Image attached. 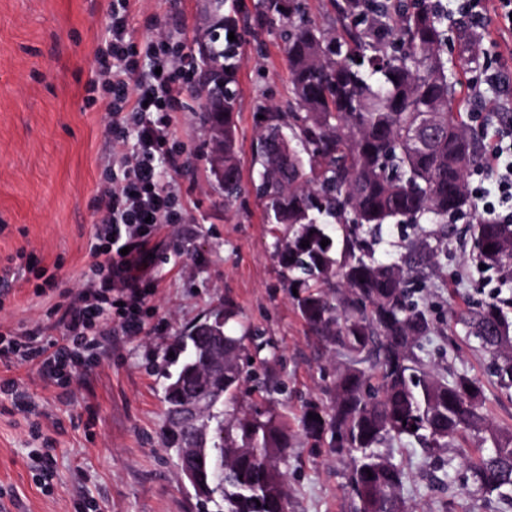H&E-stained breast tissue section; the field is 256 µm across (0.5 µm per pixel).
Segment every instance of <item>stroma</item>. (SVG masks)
Masks as SVG:
<instances>
[{
    "label": "stroma",
    "mask_w": 512,
    "mask_h": 512,
    "mask_svg": "<svg viewBox=\"0 0 512 512\" xmlns=\"http://www.w3.org/2000/svg\"><path fill=\"white\" fill-rule=\"evenodd\" d=\"M208 0H136L131 40L162 33L196 56L205 41ZM112 0H0V330L42 326L59 337L49 311L64 291L78 292L103 263L91 244L105 213L103 192L112 184V117L104 89L87 83L109 58L101 35ZM237 24L233 63L235 122L243 192L233 204L210 173L211 146L204 123L202 72L183 85L167 148L181 166L163 171L178 205L172 223L154 236V252L140 273L156 285L144 307L145 331L112 340L93 371H76L70 396L36 367L0 359V381L12 380L24 398L16 405L0 393V502L12 512H214L198 499L163 448V372L169 346L181 329L232 303L234 333L258 330L278 347L268 362L285 391L268 396L245 385L243 409L295 415L302 401L319 399L335 361L307 333L274 255L275 233L254 184L253 150L259 117L274 106L287 111L288 63L279 33L281 17L261 0H224ZM480 61L512 74V32L488 7L479 32ZM475 127L488 138L499 121L497 93L475 95L479 72L462 67ZM460 218L448 231L441 263L429 280L438 315L496 293L512 294L495 270L479 271L469 259L471 240ZM56 268L54 290L38 293L42 268ZM429 366L465 372L484 384L483 410L498 427L512 428V391L498 388L475 341L445 334L428 347ZM56 458L49 485L37 478V452ZM407 475L404 494L413 512H498L499 505L464 493L461 484L434 482L441 459L419 445L391 448ZM348 462L297 439L289 452L288 512H349Z\"/></svg>",
    "instance_id": "stroma-1"
}]
</instances>
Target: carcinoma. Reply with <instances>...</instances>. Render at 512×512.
Returning a JSON list of instances; mask_svg holds the SVG:
<instances>
[{
    "instance_id": "cac0c4a2",
    "label": "carcinoma",
    "mask_w": 512,
    "mask_h": 512,
    "mask_svg": "<svg viewBox=\"0 0 512 512\" xmlns=\"http://www.w3.org/2000/svg\"><path fill=\"white\" fill-rule=\"evenodd\" d=\"M342 33L305 17V0H264L286 19L280 32L288 54L290 109H268L257 133L258 197L270 223L285 227L274 244L278 265L308 335L339 358L327 400H309L298 432L313 448L350 461L352 512H409L404 471L383 452L405 441L436 455L456 442L489 434V454L465 456L464 489L512 506V429L480 411L483 386L466 373L427 368L423 343L436 330L427 307L413 299L424 270H435L438 245L427 226L444 227L476 210L467 190L480 164L476 130L462 116V81L448 67L445 15L426 0H332ZM458 52L480 64L473 25L456 30ZM230 49L220 35L202 46L208 86L209 136H224V200L241 191L234 122L236 94L227 71ZM433 113L435 130L417 137ZM405 224L398 261L376 257L388 224ZM472 259L488 268H512V223L480 220L469 228ZM329 240L321 246L322 240ZM307 241L309 246L301 247ZM492 247L486 252L484 248ZM512 298L494 296L459 311L455 324L490 357L501 388H512ZM224 313L205 317L173 337L164 374L163 447L180 459L186 438L175 428L185 394L206 382L205 360L224 337V382L212 384L214 410L203 418L204 458L199 485L210 489L218 512H288V461L294 434L283 416L235 408L251 361L270 340L236 336ZM320 420L309 418V414ZM416 430H411V426ZM373 477H368V474Z\"/></svg>"
}]
</instances>
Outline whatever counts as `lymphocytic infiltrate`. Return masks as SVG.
I'll return each mask as SVG.
<instances>
[{"mask_svg": "<svg viewBox=\"0 0 512 512\" xmlns=\"http://www.w3.org/2000/svg\"><path fill=\"white\" fill-rule=\"evenodd\" d=\"M131 0H112L103 32L111 63L102 65L91 85L106 83L111 94L113 186L106 195V215L99 230L115 258L95 281L71 295L55 310L63 339L54 342L32 329L17 336L0 332V357L35 364L58 385L71 384L74 369L99 363L98 351L109 334L106 327L119 317L124 332L145 329L142 308L152 290L138 275L139 264L160 225L172 221V198L161 180V166L179 168L168 154L170 115L180 108L182 81L194 60L174 67L175 52L167 36L137 46L128 36ZM480 181L471 190L490 218L512 222V123L501 124L484 153Z\"/></svg>", "mask_w": 512, "mask_h": 512, "instance_id": "lymphocytic-infiltrate-1", "label": "lymphocytic infiltrate"}]
</instances>
